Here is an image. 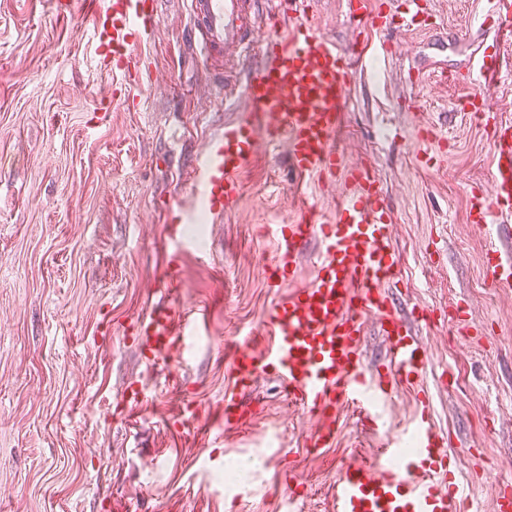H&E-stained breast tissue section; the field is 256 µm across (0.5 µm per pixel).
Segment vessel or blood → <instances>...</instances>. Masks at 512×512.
<instances>
[{
    "instance_id": "obj_1",
    "label": "vessel or blood",
    "mask_w": 512,
    "mask_h": 512,
    "mask_svg": "<svg viewBox=\"0 0 512 512\" xmlns=\"http://www.w3.org/2000/svg\"><path fill=\"white\" fill-rule=\"evenodd\" d=\"M197 44L204 56L231 48L236 63L262 61L246 80L242 100L248 118L224 127L192 169L190 190L209 213L223 214L239 197L236 174L259 149L258 130L268 142L287 140L292 167L317 178L335 179L340 157L334 146L345 109L351 58L369 51L364 40L342 51L318 27L304 21L300 0H273L265 25H257V0H189ZM158 0H83L86 20L97 35L100 65L121 76L112 87V103L129 105L127 85L147 81L139 48L153 34ZM348 14L386 25L388 18L372 0H347ZM290 17V32L277 33L279 18ZM490 190L471 192L479 224H492L504 204L512 203V123L495 124ZM351 192L340 202L336 221L321 223L306 210L297 223L275 224L277 253L271 266L274 287L292 280L303 241L315 237L320 252L312 283L291 290L264 315L272 342L254 352L234 349L230 364L236 380L273 373L302 407L322 413L312 435L320 445L334 435L328 411L336 401L360 404L374 386L359 357L364 315H373L388 343V367L398 380L412 384L426 375L431 355L403 323L387 286L396 280L400 257L393 245L394 226L375 172L367 166L349 173ZM192 211L177 209L170 218L169 241L182 249L180 227L194 223ZM487 274L503 294L512 293V263L493 256ZM188 327L185 319L159 311L146 313L133 328L152 355L167 352ZM413 453L386 448L376 466L351 465L334 483L336 512H459L455 473L448 463L443 434L428 411L416 419ZM399 467H391L392 459Z\"/></svg>"
}]
</instances>
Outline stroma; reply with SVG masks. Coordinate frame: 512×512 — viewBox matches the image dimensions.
<instances>
[{"label": "stroma", "mask_w": 512, "mask_h": 512, "mask_svg": "<svg viewBox=\"0 0 512 512\" xmlns=\"http://www.w3.org/2000/svg\"><path fill=\"white\" fill-rule=\"evenodd\" d=\"M421 29L403 27L401 0H384L393 25L350 19L345 0H309L306 18L340 47L354 36L371 54L356 64L336 134L335 182L295 171L287 142L236 176L237 206L208 216L201 239L172 257V204L194 207L191 167L225 125L244 120L225 73L185 40L187 0H158L154 35L139 52L151 86L134 108L103 111L112 75L82 13L52 0H0V512H333L332 484L382 448H411L419 389L446 437L468 512H495L512 485V297L498 294L486 252L512 260V208L498 232L470 214L471 189L488 186L493 146L483 100L512 122V82L470 75L469 39L489 0H422ZM458 79L439 87L440 70ZM431 126L446 140L432 146ZM375 171L402 258L391 287L398 313L426 343L432 367L413 387L388 374L387 343L367 318L359 348L385 393L372 424L337 402L331 446L313 448L314 416L283 381L237 385L226 349L266 347L264 313L307 287L319 253L309 240L290 287L273 288L270 224H293L303 203L336 217L348 173ZM175 264L173 291L159 277ZM156 306L190 317L194 335L151 360L130 332ZM243 397L244 422L224 429V401ZM246 460L248 484L224 492L225 469ZM304 498L288 500L285 487Z\"/></svg>", "instance_id": "obj_1"}]
</instances>
